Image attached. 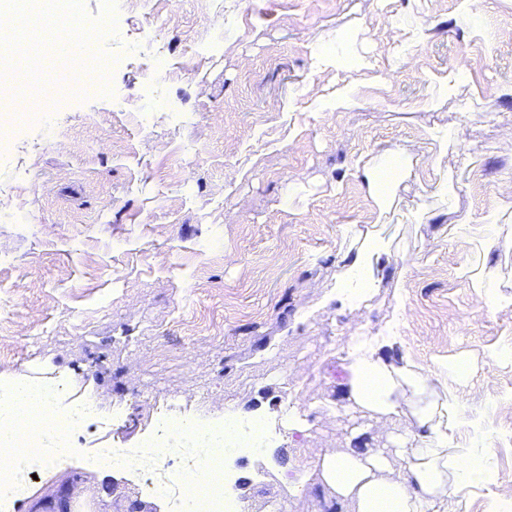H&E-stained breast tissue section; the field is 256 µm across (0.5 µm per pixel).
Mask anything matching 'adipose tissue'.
Here are the masks:
<instances>
[{
    "instance_id": "1",
    "label": "adipose tissue",
    "mask_w": 512,
    "mask_h": 512,
    "mask_svg": "<svg viewBox=\"0 0 512 512\" xmlns=\"http://www.w3.org/2000/svg\"><path fill=\"white\" fill-rule=\"evenodd\" d=\"M408 166L407 156L398 150L367 165L365 176L380 211H387L392 204L394 190ZM448 232L453 236L469 234L474 260L462 274L470 282L475 304L490 305L496 272L484 258L500 243L512 240V225L490 217L475 229L454 224ZM393 246V236L376 231L353 234L343 246L336 289L348 296L354 308H362L379 287L384 276L381 258L391 254ZM391 346L387 336L353 345L343 366L346 378L342 384L346 406L383 419L378 433L388 439V446L323 452L316 461L320 477L337 502L348 504L352 512H462L465 491L487 479L475 450L487 442L481 421L494 397L486 395L484 404L477 408L459 402L456 392L468 383L475 369L469 357H450L438 371L427 373L406 357H389ZM6 384L11 399L0 409L1 436L20 437L31 419L44 421L45 446L37 454L0 455V467L15 474L8 493L22 501L32 493V468L41 464L55 467L70 451L57 445L62 427L53 416L55 402L48 388L33 387L25 376L15 374ZM248 421L232 402L225 403L223 414L198 419L197 436L179 453V474L157 484L156 494L168 501L170 512H186L185 486L222 483L223 472L212 471L206 462L234 452V426ZM464 422L470 423L474 433L469 449L455 444L452 438L454 428ZM171 454V449L157 447L99 448L94 466L105 476L159 470Z\"/></svg>"
}]
</instances>
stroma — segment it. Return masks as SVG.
<instances>
[{
    "instance_id": "35a3bbf8",
    "label": "stroma",
    "mask_w": 512,
    "mask_h": 512,
    "mask_svg": "<svg viewBox=\"0 0 512 512\" xmlns=\"http://www.w3.org/2000/svg\"><path fill=\"white\" fill-rule=\"evenodd\" d=\"M460 2L59 0L95 35L107 91L59 99L51 137L20 116L0 150V198L16 214L0 219V372L58 378L66 398L92 391L101 416L18 512L104 492L112 512H169L141 472L103 477L87 458L137 447L167 405L208 416L228 400L269 418L300 404L303 429L274 433L270 454L227 456V493L246 512H320L331 491L318 454L366 422L336 408L355 331L398 320L393 355L427 372L457 351L512 347V243L486 259L497 280L481 309L459 274L473 248L448 233L492 214L512 225L499 207L512 185V0H480L471 20ZM19 37L32 56L18 67L0 53L14 71L5 92L39 102L53 45L28 21ZM346 89L353 106L335 108ZM451 128L459 145L432 162V133ZM397 147L409 174L382 216L364 166ZM380 216L407 259L391 256L363 308L328 299L345 229ZM495 385L481 451L495 476L467 492L466 512H500L512 486V359Z\"/></svg>"
}]
</instances>
